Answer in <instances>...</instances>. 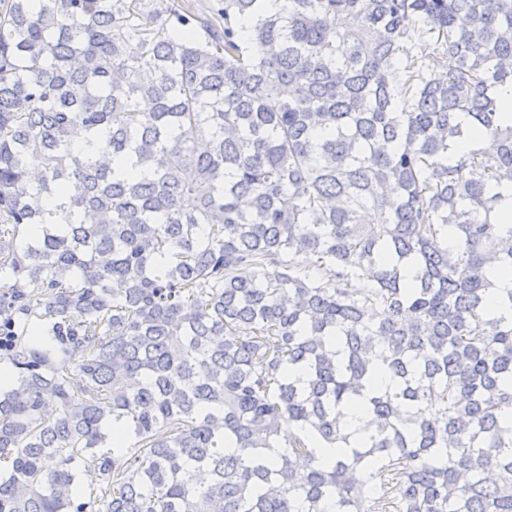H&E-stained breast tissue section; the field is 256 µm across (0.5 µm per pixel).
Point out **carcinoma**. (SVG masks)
Listing matches in <instances>:
<instances>
[{"label":"carcinoma","instance_id":"1","mask_svg":"<svg viewBox=\"0 0 512 512\" xmlns=\"http://www.w3.org/2000/svg\"><path fill=\"white\" fill-rule=\"evenodd\" d=\"M266 2L0 0V512H512V0Z\"/></svg>","mask_w":512,"mask_h":512}]
</instances>
